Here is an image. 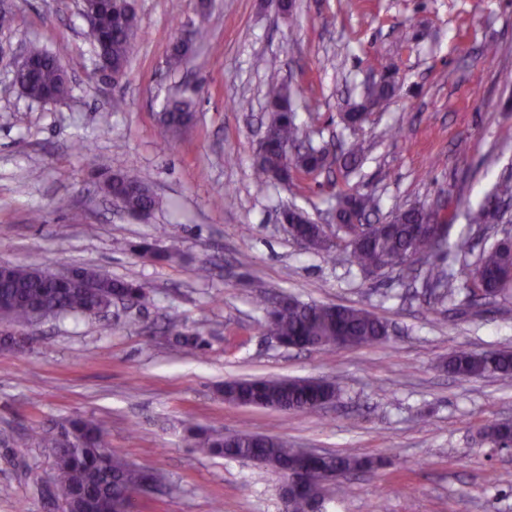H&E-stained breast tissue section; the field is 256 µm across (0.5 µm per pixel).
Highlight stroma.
<instances>
[{"label":"stroma","mask_w":512,"mask_h":512,"mask_svg":"<svg viewBox=\"0 0 512 512\" xmlns=\"http://www.w3.org/2000/svg\"><path fill=\"white\" fill-rule=\"evenodd\" d=\"M0 28V263L38 258L50 272L91 266L141 282L145 305L48 320L20 349L0 348V512H58L37 491L52 451L35 433L81 414L100 420L114 451L160 474L138 512H284L282 474L190 448L194 422L277 437L296 448L381 456L387 464L330 486L325 512H512V449L478 430L512 418V376L461 381L442 363L456 348L512 350V296L461 314L460 298L430 307L422 283L394 270L367 275L296 242L281 213L325 220L337 192L368 193L377 219L447 201L451 239L464 214L512 172V0H134L135 50L118 81L100 79L79 0H12ZM204 25L181 71L166 57ZM67 70L52 105L13 83L28 42ZM496 45L495 57L484 48ZM393 95L353 128L343 114L380 74ZM295 92L297 122L317 147L365 150L353 173L257 187L253 171L269 92ZM194 119L176 138L159 115L182 89ZM124 110L106 113L112 98ZM467 139L459 153L456 143ZM90 153L83 154L79 145ZM136 168L156 197L138 220L103 197L102 172ZM154 244L156 255L135 246ZM177 248L180 260L159 259ZM210 270L199 278L198 267ZM345 305L394 328L369 346L287 349L263 332L260 297ZM185 326L201 350L176 348ZM317 378L339 400L318 413L226 403L224 382Z\"/></svg>","instance_id":"stroma-1"}]
</instances>
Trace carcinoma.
Returning <instances> with one entry per match:
<instances>
[{
	"instance_id": "cac0c4a2",
	"label": "carcinoma",
	"mask_w": 512,
	"mask_h": 512,
	"mask_svg": "<svg viewBox=\"0 0 512 512\" xmlns=\"http://www.w3.org/2000/svg\"><path fill=\"white\" fill-rule=\"evenodd\" d=\"M88 35L97 53L109 59L113 68L126 67L135 47L136 15H128L127 4L119 0H95L86 21ZM206 30L197 26L180 37L170 53L167 65L176 71L193 44L204 38ZM32 67L19 78L23 89L31 95L59 99L70 91L69 81L58 66V59L33 43L28 49ZM394 89L390 83H376L365 94L363 102L353 108L349 119L378 105ZM193 100L179 97L170 100L162 114L165 132L176 137L193 116ZM303 130L296 122L291 92L286 86L271 97L266 123V137L258 145L259 163L255 182L259 186L271 180L317 173L325 166L321 152L297 143ZM362 149L354 146L335 157L347 172L361 162ZM107 195L119 198L127 212L134 214L152 209L156 199L152 189L135 169L105 176L100 184ZM494 200H512V180L500 181L477 208L467 211L468 227L486 224H511L512 215L499 208L491 209ZM339 206L350 205L366 218L375 209V199L359 192L341 194ZM284 220L295 225L305 247L325 252L336 258L333 243L323 238L314 224L304 222L298 210L284 213ZM450 225L438 234L424 222L423 210L408 207L389 221V227L373 230L368 239L354 244L344 233L346 260L362 272L371 268H403L411 256L432 260L424 284L428 304L439 305L453 297L452 275L439 263L448 255ZM512 270V247L494 243L474 266L463 269L464 288L470 305L479 306L495 301L505 289L499 287L502 275ZM147 297L139 282L112 278L94 268L75 267L61 277H48L41 265L32 260L27 264L0 265V304L8 307L10 321L20 326L43 319L66 315L96 316L119 300L137 304ZM265 329L294 348L329 347L341 341L344 345H372L384 342L389 335L388 321L360 308L304 303L282 296L267 311ZM176 344L186 350L201 347L199 335L188 333L173 325ZM448 372L460 379L480 377L486 373L512 375V351L496 350L477 355L465 348L455 350L446 363ZM336 395L333 388L313 379L265 380L241 379L224 385V399L244 407L274 408L288 413L316 412ZM191 446L202 455L246 459L281 474L302 472L308 479L302 490L288 500L286 512H309L315 499H323L328 475L339 473L347 477L357 471L370 470L377 465L372 459L353 455H326L304 460L298 450L288 444L261 434L239 431L201 434L189 428ZM481 437L493 445L512 444V423L503 420L484 427ZM33 439L53 449L52 474L49 477L50 496L62 503L78 499L83 512H113L112 504L138 490L148 479L139 467L117 455L102 424L87 416L71 417L52 434H37Z\"/></svg>"
}]
</instances>
